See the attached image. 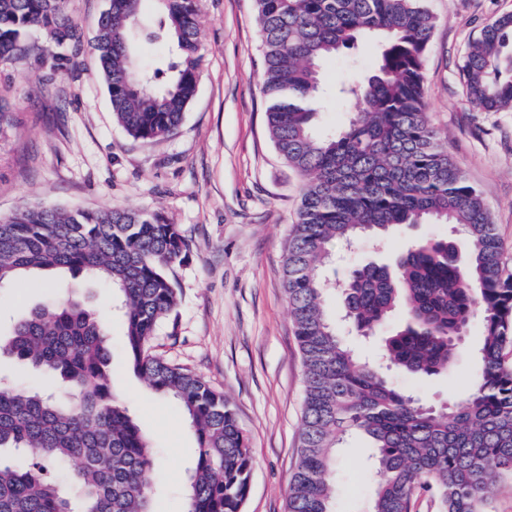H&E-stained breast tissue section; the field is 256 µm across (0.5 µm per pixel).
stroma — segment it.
<instances>
[{
  "label": "stroma",
  "instance_id": "35a3bbf8",
  "mask_svg": "<svg viewBox=\"0 0 512 512\" xmlns=\"http://www.w3.org/2000/svg\"><path fill=\"white\" fill-rule=\"evenodd\" d=\"M426 6L435 18L424 61L427 114L481 192L510 270L512 112L477 111L461 67L469 42L489 19L512 13V0H426ZM67 7L84 44L71 70L55 74L23 63L0 69L16 116L15 127L0 135V216L23 206L108 207L159 213L180 225L189 250L173 272L179 304L159 324L150 351L195 371L230 401L252 456L242 512H287L304 382L282 268L304 183L267 134L255 2L201 0L198 93L176 133L150 143L115 123L90 49L106 0H68ZM375 58L368 40L321 63L319 134L347 122L352 107L336 89L368 74ZM448 232L443 224L405 226L383 250L360 242L332 269L341 277L363 262L389 261L408 241ZM72 294L106 316L113 392L154 447L158 512H183L198 447L193 429L173 400L126 369L119 295L88 278L77 279ZM50 296L32 278L0 288V333ZM481 340V324L473 322L451 376L394 371L390 380L430 405L462 400ZM370 455L359 434L337 448L334 512H371Z\"/></svg>",
  "mask_w": 512,
  "mask_h": 512
}]
</instances>
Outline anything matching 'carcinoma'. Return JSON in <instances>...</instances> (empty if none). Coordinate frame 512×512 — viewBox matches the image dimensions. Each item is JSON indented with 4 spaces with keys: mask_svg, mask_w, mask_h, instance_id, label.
Wrapping results in <instances>:
<instances>
[{
    "mask_svg": "<svg viewBox=\"0 0 512 512\" xmlns=\"http://www.w3.org/2000/svg\"><path fill=\"white\" fill-rule=\"evenodd\" d=\"M141 0H108L91 44L113 119L145 142L173 135L198 92L199 0H155L144 30ZM263 46L266 126L279 157L304 179L286 244L284 289L304 367L298 462L288 512H332L336 448L350 433L372 444V512H412L431 494L439 512H484L512 480V273L501 262L488 208L425 112L424 56L434 29L424 0H256ZM38 31L44 43L30 41ZM172 49L166 67H140V34ZM379 38L374 72L340 90L353 112L316 133L319 63ZM82 50L65 0H0V66L29 62L62 74ZM479 112H512V14L490 19L462 66ZM446 224L452 235L409 242L394 263L369 262L329 282L336 246L384 238L401 225ZM179 225L139 210L22 207L0 217V288L33 271L86 274L121 296L125 362L174 399L198 451L186 512H241L252 460L224 395L201 375L149 353L178 305L171 277L187 255ZM339 293L362 336L400 324L382 363L361 359L336 333L326 297ZM482 344L469 394L440 407L390 383L383 366L450 376L474 320ZM39 378H60L70 401L43 387L0 383V512H155L149 438L112 391L104 323L83 302L38 305L0 336V353ZM75 467L70 488L48 466Z\"/></svg>",
    "mask_w": 512,
    "mask_h": 512,
    "instance_id": "cac0c4a2",
    "label": "carcinoma"
}]
</instances>
